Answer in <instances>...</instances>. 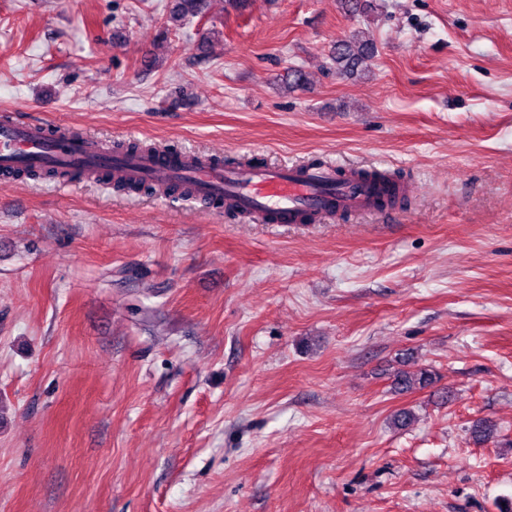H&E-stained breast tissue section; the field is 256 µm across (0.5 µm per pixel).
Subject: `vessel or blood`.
Listing matches in <instances>:
<instances>
[{
	"label": "vessel or blood",
	"mask_w": 512,
	"mask_h": 512,
	"mask_svg": "<svg viewBox=\"0 0 512 512\" xmlns=\"http://www.w3.org/2000/svg\"><path fill=\"white\" fill-rule=\"evenodd\" d=\"M22 166L76 170L87 181L116 170L133 181L187 183L198 199L209 202L229 195L244 214L258 220L272 214L280 224L299 223L306 213L320 219L376 208L374 186L354 168L342 173L333 165L200 167L183 153L126 155L97 137L74 138L43 122L2 113L0 171Z\"/></svg>",
	"instance_id": "b4317fda"
}]
</instances>
